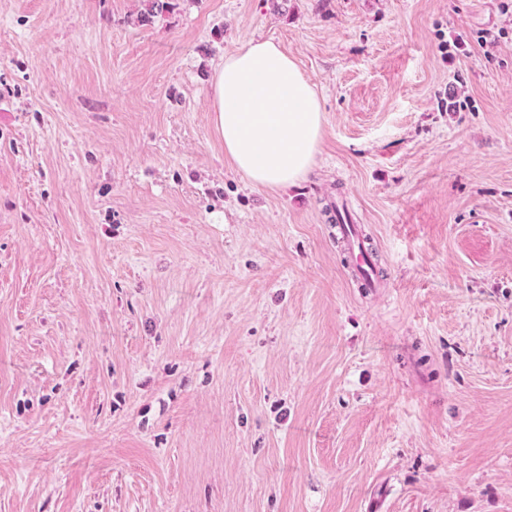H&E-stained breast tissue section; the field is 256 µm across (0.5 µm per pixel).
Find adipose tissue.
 <instances>
[{"label": "adipose tissue", "mask_w": 512, "mask_h": 512, "mask_svg": "<svg viewBox=\"0 0 512 512\" xmlns=\"http://www.w3.org/2000/svg\"><path fill=\"white\" fill-rule=\"evenodd\" d=\"M210 94L214 129L233 169L270 191L307 177L323 110L314 86L277 42L253 40L225 55Z\"/></svg>", "instance_id": "obj_1"}]
</instances>
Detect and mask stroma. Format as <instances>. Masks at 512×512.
<instances>
[{
    "label": "stroma",
    "instance_id": "35a3bbf8",
    "mask_svg": "<svg viewBox=\"0 0 512 512\" xmlns=\"http://www.w3.org/2000/svg\"><path fill=\"white\" fill-rule=\"evenodd\" d=\"M169 3L0 0V512H512V0ZM258 39L284 191L212 123ZM210 94L214 129L233 169L270 191L307 177L323 110L315 87L277 42L253 40L225 55ZM244 102L251 111L240 107ZM339 229L345 241L350 245L354 252L356 251L354 260V270L356 274L363 281L375 285L372 279L373 270L368 251L358 240L354 226L351 224H341Z\"/></svg>",
    "mask_w": 512,
    "mask_h": 512
}]
</instances>
